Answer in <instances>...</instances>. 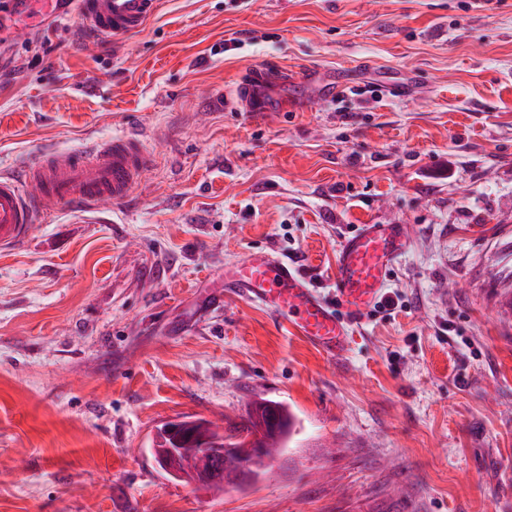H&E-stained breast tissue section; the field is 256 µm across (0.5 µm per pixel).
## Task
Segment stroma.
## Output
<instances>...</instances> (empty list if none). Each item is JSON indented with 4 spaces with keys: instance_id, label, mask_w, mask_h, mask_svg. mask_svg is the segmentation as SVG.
I'll return each mask as SVG.
<instances>
[{
    "instance_id": "obj_1",
    "label": "stroma",
    "mask_w": 512,
    "mask_h": 512,
    "mask_svg": "<svg viewBox=\"0 0 512 512\" xmlns=\"http://www.w3.org/2000/svg\"><path fill=\"white\" fill-rule=\"evenodd\" d=\"M257 72L274 111L227 107ZM128 135V200L0 249V512H512V0H158L116 40L0 41V174ZM364 224L411 243L344 356L219 294L267 250L335 301ZM260 398L296 430L256 481L153 457Z\"/></svg>"
}]
</instances>
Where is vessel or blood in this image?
Returning <instances> with one entry per match:
<instances>
[{
  "label": "vessel or blood",
  "mask_w": 512,
  "mask_h": 512,
  "mask_svg": "<svg viewBox=\"0 0 512 512\" xmlns=\"http://www.w3.org/2000/svg\"><path fill=\"white\" fill-rule=\"evenodd\" d=\"M20 10L18 28L37 25L38 15L59 11L60 0H7ZM93 34L120 37L139 30L154 14L157 0H69ZM149 166L141 142L119 137L86 148L46 155L18 175L0 176V247L26 235L50 204L92 211L103 202L126 198ZM403 224H366L338 246L333 286L337 306L327 304L294 266L257 252L224 275V290L277 313L290 330L328 356L348 345V328L379 297L387 270L406 251Z\"/></svg>",
  "instance_id": "b4317fda"
}]
</instances>
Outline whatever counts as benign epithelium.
Returning a JSON list of instances; mask_svg holds the SVG:
<instances>
[{
    "label": "benign epithelium",
    "instance_id": "benign-epithelium-1",
    "mask_svg": "<svg viewBox=\"0 0 512 512\" xmlns=\"http://www.w3.org/2000/svg\"><path fill=\"white\" fill-rule=\"evenodd\" d=\"M176 447L158 449L160 464L194 483L240 485L254 476L253 461L267 458L264 448H231L192 420H174L165 427Z\"/></svg>",
    "mask_w": 512,
    "mask_h": 512
}]
</instances>
